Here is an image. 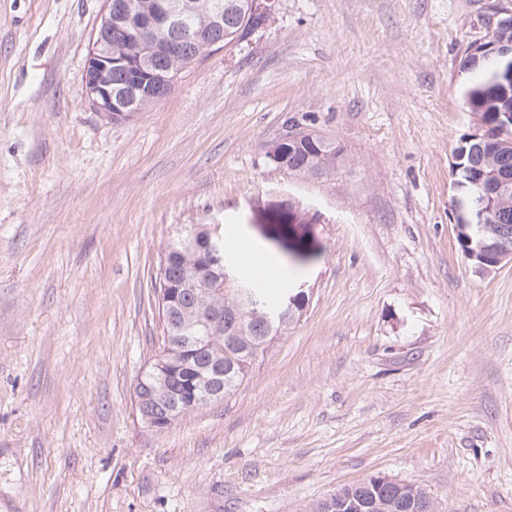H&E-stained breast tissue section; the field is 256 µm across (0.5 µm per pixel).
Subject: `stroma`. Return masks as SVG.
<instances>
[{"label": "stroma", "instance_id": "35a3bbf8", "mask_svg": "<svg viewBox=\"0 0 512 512\" xmlns=\"http://www.w3.org/2000/svg\"><path fill=\"white\" fill-rule=\"evenodd\" d=\"M102 9L0 0V512H314L373 474L512 512V264L464 258L451 170L477 124L463 59L512 0H275L124 122L84 98ZM291 129L345 163L268 164ZM188 224L284 261L308 304L157 434L135 387Z\"/></svg>", "mask_w": 512, "mask_h": 512}]
</instances>
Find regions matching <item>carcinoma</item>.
Wrapping results in <instances>:
<instances>
[{
	"instance_id": "cac0c4a2",
	"label": "carcinoma",
	"mask_w": 512,
	"mask_h": 512,
	"mask_svg": "<svg viewBox=\"0 0 512 512\" xmlns=\"http://www.w3.org/2000/svg\"><path fill=\"white\" fill-rule=\"evenodd\" d=\"M220 1L224 5V44L239 41L249 35L264 21L262 15L246 16L244 4L249 0H191L188 22L195 30L211 31L215 25L214 4ZM195 42H186L177 52H159L149 60V65L135 53L123 55V59L112 65V87H118L131 76L154 75L150 79L149 91L142 95L136 109L145 112L160 96L168 91L161 76L171 77L185 68L192 60L208 51ZM463 67L469 78L463 86L464 103L471 112L483 114L484 121L491 127V135L484 141L486 150L491 151L497 139L510 134L496 131V119L485 100L497 92L493 69L482 64L473 65L465 59ZM275 151L282 153L286 163V172L305 178L319 179L336 170L341 161V150L332 142L320 136L304 140L293 146L287 138L275 142ZM169 264L166 266L167 284L179 289L173 305L183 311L180 322V334H196L197 322L208 300L198 296L186 287L195 274V264L191 256L185 253L181 241L173 240L168 245ZM250 297L252 301L245 306L239 305V299ZM283 297L281 288H226L221 302L224 303V333L212 340L211 359L224 362L222 377L224 396L228 397L243 383L250 367L256 361L257 350H266L280 333V324L268 322L267 314L276 308ZM336 499L354 497L377 503L374 512H435L433 500L419 486L414 484H377L371 479L347 484L333 494Z\"/></svg>"
}]
</instances>
